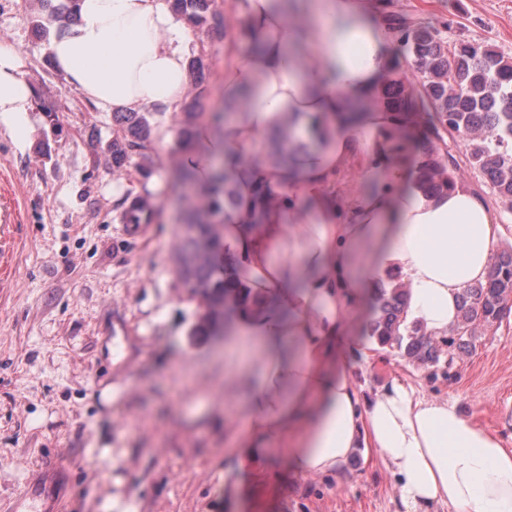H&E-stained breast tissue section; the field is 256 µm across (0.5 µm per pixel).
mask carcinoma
I'll use <instances>...</instances> for the list:
<instances>
[{
	"instance_id": "1",
	"label": "carcinoma",
	"mask_w": 512,
	"mask_h": 512,
	"mask_svg": "<svg viewBox=\"0 0 512 512\" xmlns=\"http://www.w3.org/2000/svg\"><path fill=\"white\" fill-rule=\"evenodd\" d=\"M215 0H170L174 14L194 27L225 29ZM400 52L410 61L411 75L391 70L385 101L406 122L425 126L428 147L416 166L417 181L427 194H440L465 179L445 136L457 134L467 148L470 172L485 179L504 209L512 212V57L482 39L448 42L440 30L415 18L389 12ZM151 113L123 112L129 136L112 141V162L118 168L151 150ZM204 122L201 112L183 113L181 140L190 142L194 128ZM177 176L188 187L190 231L175 243V274L202 309L200 330L232 319L226 297L236 291L224 264L219 215L224 210V179L199 183L193 171L181 166ZM153 205L135 196L120 212L122 224H149ZM373 316L366 330L379 347L396 350L409 361L445 369L457 351L471 348L478 336L501 324L512 309V247L494 253L486 281L467 288L459 302L458 322L445 338L428 335L417 325L399 331L406 308L402 283L379 288L372 298Z\"/></svg>"
}]
</instances>
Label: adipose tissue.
Masks as SVG:
<instances>
[{
    "instance_id": "1",
    "label": "adipose tissue",
    "mask_w": 512,
    "mask_h": 512,
    "mask_svg": "<svg viewBox=\"0 0 512 512\" xmlns=\"http://www.w3.org/2000/svg\"><path fill=\"white\" fill-rule=\"evenodd\" d=\"M240 25L224 58L222 134L201 127L183 151L208 179L221 166L228 272L240 283L224 354V506L243 477L343 479L357 455L390 471L399 512H512V441L393 379L364 397L351 375L371 348L355 309L397 275L405 325L447 335L458 299L485 280L500 227L469 184L427 196L414 181L404 122L384 100L394 37L377 0H226ZM191 30L168 0H78L47 51L69 87L104 112H160L159 145L187 85ZM33 89L17 48L0 43V122L26 136ZM355 175L356 184L338 188Z\"/></svg>"
}]
</instances>
